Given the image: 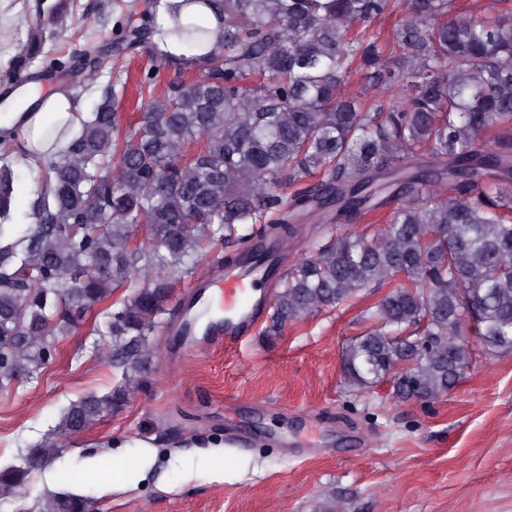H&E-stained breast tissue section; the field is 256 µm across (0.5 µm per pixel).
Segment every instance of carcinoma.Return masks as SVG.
Segmentation results:
<instances>
[{"label":"carcinoma","mask_w":512,"mask_h":512,"mask_svg":"<svg viewBox=\"0 0 512 512\" xmlns=\"http://www.w3.org/2000/svg\"><path fill=\"white\" fill-rule=\"evenodd\" d=\"M455 3L222 0L223 43L199 65L156 50V2L145 4L138 24L118 28L116 52L146 45L175 76L158 92L144 82L136 129L122 124L115 85L102 86L78 137L38 164L31 224L0 248V385L35 378L53 341L99 310L94 332L122 381L63 410L59 432L81 434L148 382L150 336L182 314L177 285L203 260L261 262L259 230L285 248L302 224L384 208L374 234L340 235L277 279L265 334L386 285L344 348L350 389L387 381L398 400H432L470 366L466 335L512 351V10L489 19ZM397 9L386 53L372 23ZM37 32L29 25L21 47L31 60L44 54ZM101 67L91 56L84 79L97 83ZM356 71L382 97L346 93ZM14 181L0 156V238ZM122 288L130 296L110 303ZM61 454L46 441L0 465V496ZM43 512L90 502L61 492Z\"/></svg>","instance_id":"1"}]
</instances>
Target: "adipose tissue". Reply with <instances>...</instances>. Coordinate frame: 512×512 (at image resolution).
Masks as SVG:
<instances>
[{"instance_id": "ef3b65f1", "label": "adipose tissue", "mask_w": 512, "mask_h": 512, "mask_svg": "<svg viewBox=\"0 0 512 512\" xmlns=\"http://www.w3.org/2000/svg\"><path fill=\"white\" fill-rule=\"evenodd\" d=\"M205 27L200 41L178 37L175 21ZM154 44L171 60L201 61L218 48L224 27L208 0H158L154 15ZM84 114L69 92L41 93L35 88L20 90L0 106V140L18 145L28 164L62 150L79 133Z\"/></svg>"}]
</instances>
